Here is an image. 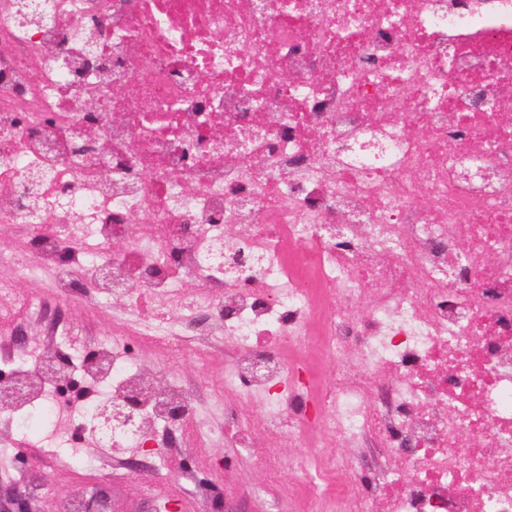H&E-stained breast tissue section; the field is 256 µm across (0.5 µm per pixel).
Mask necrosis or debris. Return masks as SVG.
Wrapping results in <instances>:
<instances>
[{
	"instance_id": "necrosis-or-debris-1",
	"label": "necrosis or debris",
	"mask_w": 512,
	"mask_h": 512,
	"mask_svg": "<svg viewBox=\"0 0 512 512\" xmlns=\"http://www.w3.org/2000/svg\"><path fill=\"white\" fill-rule=\"evenodd\" d=\"M0 236L1 431L140 395L312 512H512V0H0ZM180 370L210 384H218L221 381L220 370L211 362L198 364L191 359H186L180 366Z\"/></svg>"
}]
</instances>
